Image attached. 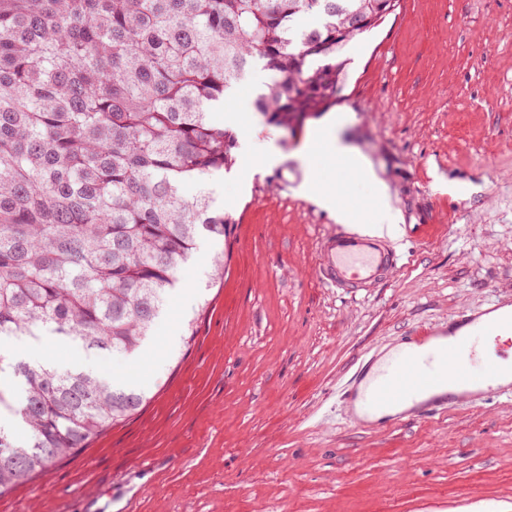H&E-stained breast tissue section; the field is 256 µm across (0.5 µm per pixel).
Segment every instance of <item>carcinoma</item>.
I'll use <instances>...</instances> for the list:
<instances>
[{"instance_id":"carcinoma-1","label":"carcinoma","mask_w":512,"mask_h":512,"mask_svg":"<svg viewBox=\"0 0 512 512\" xmlns=\"http://www.w3.org/2000/svg\"><path fill=\"white\" fill-rule=\"evenodd\" d=\"M386 0H0V338L132 354L230 215L183 186L230 169L212 113L257 64L254 107L296 130L336 103L346 46ZM0 495L132 416L142 391L0 353Z\"/></svg>"}]
</instances>
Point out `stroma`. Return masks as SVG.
Wrapping results in <instances>:
<instances>
[{"label": "stroma", "instance_id": "1", "mask_svg": "<svg viewBox=\"0 0 512 512\" xmlns=\"http://www.w3.org/2000/svg\"><path fill=\"white\" fill-rule=\"evenodd\" d=\"M346 55L328 113L344 117L340 137L401 217L398 268L356 293L319 279L320 243L340 229L300 191L319 119L293 134L267 124L252 101L270 75L253 69L215 119L250 118L232 124L237 141L271 145L279 161L253 175L239 158L187 185L234 223L180 271L147 342L154 363L48 334L0 340L76 357L148 396L1 494L0 512H512L511 398L379 428L350 420L342 397L350 371L403 336L512 298V0H402ZM218 251L226 270L214 281Z\"/></svg>", "mask_w": 512, "mask_h": 512}]
</instances>
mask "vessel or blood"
<instances>
[{
	"mask_svg": "<svg viewBox=\"0 0 512 512\" xmlns=\"http://www.w3.org/2000/svg\"><path fill=\"white\" fill-rule=\"evenodd\" d=\"M399 257L383 236L363 230H343L321 244L318 274L337 288H369L386 279ZM512 331V300H498L476 312L465 311L447 325L407 337L398 353L374 373L357 369L350 384H363L357 398L374 413L406 406L417 415L494 394L512 396V368L483 359L478 349L490 337Z\"/></svg>",
	"mask_w": 512,
	"mask_h": 512,
	"instance_id": "obj_1",
	"label": "vessel or blood"
}]
</instances>
